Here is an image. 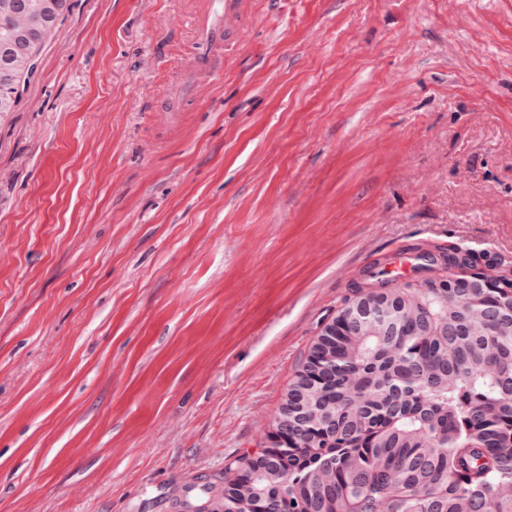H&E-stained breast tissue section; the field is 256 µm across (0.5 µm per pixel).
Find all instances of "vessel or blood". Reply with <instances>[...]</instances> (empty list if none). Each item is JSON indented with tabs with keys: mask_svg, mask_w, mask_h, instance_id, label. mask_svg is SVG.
Returning <instances> with one entry per match:
<instances>
[{
	"mask_svg": "<svg viewBox=\"0 0 512 512\" xmlns=\"http://www.w3.org/2000/svg\"><path fill=\"white\" fill-rule=\"evenodd\" d=\"M202 5V10L191 20L193 37L188 64L194 80L185 92L189 99L197 87L217 82L223 74L225 51L238 46L245 36L246 0H202ZM425 247L422 241L396 245L371 262L364 273L369 276L382 272L399 278L417 276ZM177 506L180 512H210L211 481L203 479L187 485Z\"/></svg>",
	"mask_w": 512,
	"mask_h": 512,
	"instance_id": "vessel-or-blood-1",
	"label": "vessel or blood"
}]
</instances>
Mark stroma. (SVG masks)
Segmentation results:
<instances>
[{"label":"stroma","mask_w":512,"mask_h":512,"mask_svg":"<svg viewBox=\"0 0 512 512\" xmlns=\"http://www.w3.org/2000/svg\"><path fill=\"white\" fill-rule=\"evenodd\" d=\"M0 114V512H176L260 448L372 255L512 262V0H69ZM203 8L191 20L193 29L188 64L194 80L185 96L194 98L200 86L216 83L223 74L224 52L238 46L245 36V0H202ZM205 477V476H204ZM204 477L197 483L187 485L179 498L177 507L185 512H210L212 508V489L216 482Z\"/></svg>","instance_id":"1"}]
</instances>
